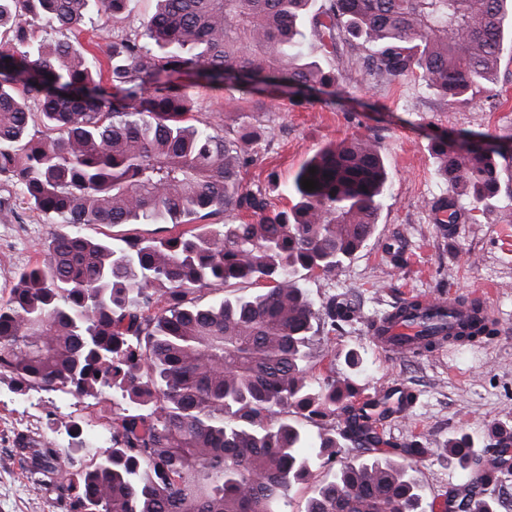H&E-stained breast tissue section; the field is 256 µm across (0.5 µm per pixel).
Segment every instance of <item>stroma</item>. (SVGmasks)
I'll return each instance as SVG.
<instances>
[{
    "label": "stroma",
    "instance_id": "1",
    "mask_svg": "<svg viewBox=\"0 0 512 512\" xmlns=\"http://www.w3.org/2000/svg\"><path fill=\"white\" fill-rule=\"evenodd\" d=\"M154 0H137L124 23L83 30L79 41L105 58L113 41L139 34L140 18ZM364 50L345 40L336 44V97L299 98L272 90L264 105L250 97L238 102L246 123L260 138L256 159L243 183L261 190L277 209L292 206L286 188L309 157L332 142L355 137L376 140L388 169V186L375 231L367 245L331 276H313L304 286L316 305L346 294L359 305L357 317L335 335L321 339L314 364L333 370L364 391L414 395L405 413H390L386 427L394 441L418 434L427 453L406 463L422 487L424 512H444L449 493L469 484L474 471L448 456V441L468 435L476 450L489 447L492 430L512 431V168L503 167L493 198L475 203L460 193V219L448 231L439 227L436 204L452 190L438 174L434 140L479 134L512 144V44L503 46L496 84H479L457 103H448L408 76L396 80L366 76ZM54 225L32 210L21 185L0 180V296L15 271L42 258ZM469 295L486 304L496 332L481 343L444 347L431 356L393 357L376 349L370 321L382 317L408 294ZM111 392L94 399L63 393L21 394L0 383V512H67L57 489L38 486L14 450L17 435L51 439L66 449L75 468L95 461L110 444ZM84 421L82 446L65 426ZM339 449L335 463L318 464L306 483L292 487L283 512H305L315 486L330 481L336 463L348 460Z\"/></svg>",
    "mask_w": 512,
    "mask_h": 512
}]
</instances>
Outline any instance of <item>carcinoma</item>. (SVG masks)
Returning a JSON list of instances; mask_svg holds the SVG:
<instances>
[{"mask_svg":"<svg viewBox=\"0 0 512 512\" xmlns=\"http://www.w3.org/2000/svg\"><path fill=\"white\" fill-rule=\"evenodd\" d=\"M140 22L151 44L112 43L104 63L78 41L40 37L33 21L77 30L128 19L135 0H0V179L57 220L44 258L13 276L0 303V381L16 392L96 397L119 407L112 445L91 468L70 470L51 440L19 437L17 454L68 500L69 512H280L291 486L339 441L354 456L319 485L305 512H420L398 458L427 449L384 440L348 380L313 373L320 329L351 322L350 299L318 306L300 271L334 275L372 237L387 173L377 141L329 145L295 173V203L268 208L243 173L253 139L194 121L190 89L226 100L270 86L336 94V76L306 50L311 0H157ZM318 48L340 36L367 51L368 71L411 75L454 104L493 84L512 33V0H329L311 21ZM40 116L42 134L29 133ZM439 171L481 201L495 195L512 147L465 137L434 143ZM313 179L308 191L302 181ZM248 213L249 221L205 220ZM171 224L160 238L93 239L85 224ZM247 281L249 295L197 302L199 288ZM417 327L429 353L448 339V309L417 295L383 316ZM493 324L472 317L454 335L474 341ZM293 407L318 428L310 437ZM465 436L448 451L476 468L457 512H496L487 498L499 455Z\"/></svg>","mask_w":512,"mask_h":512,"instance_id":"1","label":"carcinoma"}]
</instances>
